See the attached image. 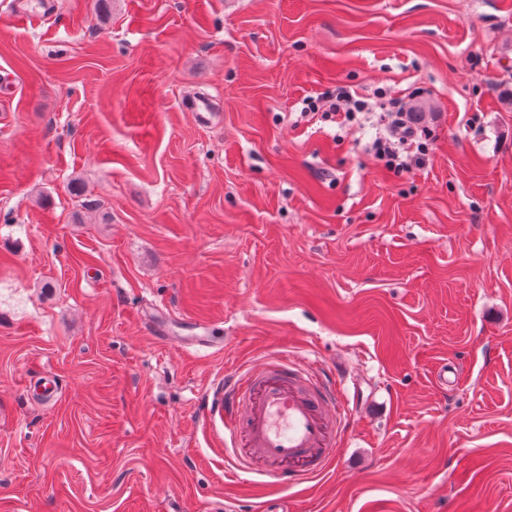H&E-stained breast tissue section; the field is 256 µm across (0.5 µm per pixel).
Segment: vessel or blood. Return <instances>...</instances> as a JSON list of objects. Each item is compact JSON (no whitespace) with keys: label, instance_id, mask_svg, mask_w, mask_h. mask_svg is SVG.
I'll use <instances>...</instances> for the list:
<instances>
[{"label":"vessel or blood","instance_id":"obj_1","mask_svg":"<svg viewBox=\"0 0 512 512\" xmlns=\"http://www.w3.org/2000/svg\"><path fill=\"white\" fill-rule=\"evenodd\" d=\"M224 425L231 468L259 467L269 485H299L336 461L346 401L334 376L279 352L225 374L212 402Z\"/></svg>","mask_w":512,"mask_h":512}]
</instances>
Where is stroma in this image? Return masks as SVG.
I'll return each instance as SVG.
<instances>
[{
	"label": "stroma",
	"mask_w": 512,
	"mask_h": 512,
	"mask_svg": "<svg viewBox=\"0 0 512 512\" xmlns=\"http://www.w3.org/2000/svg\"><path fill=\"white\" fill-rule=\"evenodd\" d=\"M39 5L0 0V512H512V0L12 24ZM345 84L424 106L428 162L301 119ZM283 350L350 400L338 465L286 488L228 474L207 409Z\"/></svg>",
	"instance_id": "stroma-1"
}]
</instances>
